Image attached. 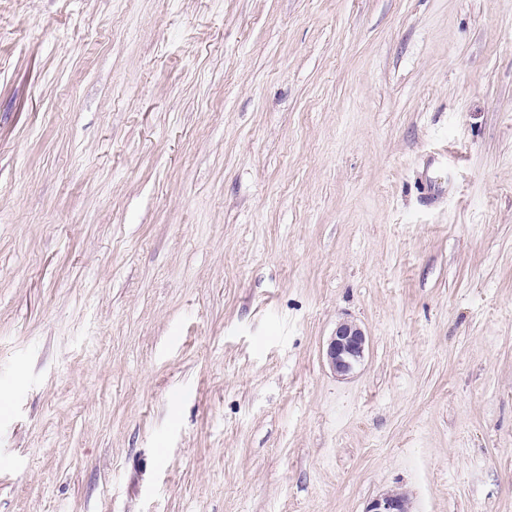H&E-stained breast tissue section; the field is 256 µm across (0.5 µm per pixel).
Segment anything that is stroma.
I'll return each mask as SVG.
<instances>
[{
	"mask_svg": "<svg viewBox=\"0 0 512 512\" xmlns=\"http://www.w3.org/2000/svg\"><path fill=\"white\" fill-rule=\"evenodd\" d=\"M0 391V512H512V0H0ZM366 336L353 324L336 328L327 346L326 356L332 369L341 376L348 375L364 358Z\"/></svg>",
	"mask_w": 512,
	"mask_h": 512,
	"instance_id": "obj_1",
	"label": "stroma"
}]
</instances>
